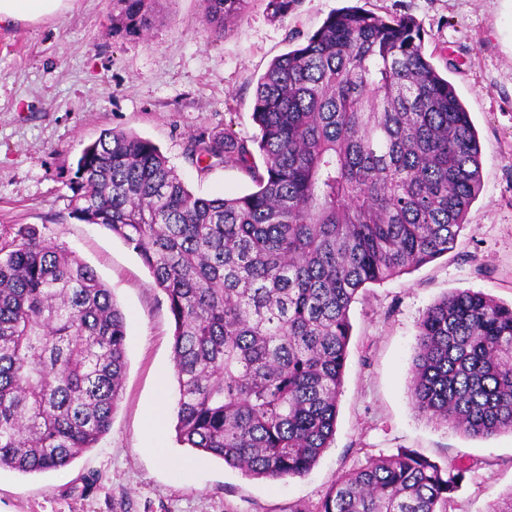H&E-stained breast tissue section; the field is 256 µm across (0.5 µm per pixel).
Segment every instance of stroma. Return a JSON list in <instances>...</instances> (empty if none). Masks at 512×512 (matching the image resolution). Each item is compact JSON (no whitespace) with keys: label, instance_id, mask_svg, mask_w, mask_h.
<instances>
[{"label":"stroma","instance_id":"stroma-1","mask_svg":"<svg viewBox=\"0 0 512 512\" xmlns=\"http://www.w3.org/2000/svg\"><path fill=\"white\" fill-rule=\"evenodd\" d=\"M355 6L410 17L426 58L454 86L477 131L482 189L448 254L352 304L336 433L304 476L252 479L175 441L174 322L140 258L100 226L69 213L70 169L106 130L153 141L203 197L252 183L235 164L199 169L190 135L252 136L256 84L270 63ZM202 0H157L144 36L112 33V0H72L41 21L0 27V239L36 227L92 266L127 323V368L110 432L71 465L38 474L0 470V512H314L337 475L366 458L417 451L471 470L449 512H490L512 490V432L478 440L434 424L408 393L418 322L435 300L479 291L512 305V0H268L209 33Z\"/></svg>","mask_w":512,"mask_h":512}]
</instances>
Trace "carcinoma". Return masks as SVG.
I'll use <instances>...</instances> for the list:
<instances>
[{
    "mask_svg": "<svg viewBox=\"0 0 512 512\" xmlns=\"http://www.w3.org/2000/svg\"><path fill=\"white\" fill-rule=\"evenodd\" d=\"M210 32L247 0H203ZM155 0H112L141 35ZM249 138L201 132L186 156L234 160L255 189L195 195L149 139L106 130L71 169V214L140 257L173 316L177 442L254 479L307 474L329 448L359 292L453 249L481 150L411 18L334 12L259 78ZM262 164H257L256 157ZM0 243V469L42 473L96 447L126 369V321L96 271L32 226ZM419 414L512 431V306L472 290L423 313ZM403 451L342 473L316 512H448L465 479Z\"/></svg>",
    "mask_w": 512,
    "mask_h": 512,
    "instance_id": "carcinoma-1",
    "label": "carcinoma"
}]
</instances>
